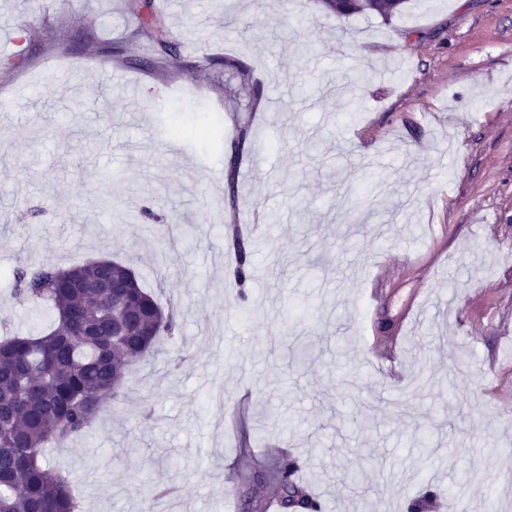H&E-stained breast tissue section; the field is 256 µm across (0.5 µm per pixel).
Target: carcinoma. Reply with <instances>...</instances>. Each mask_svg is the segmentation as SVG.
Listing matches in <instances>:
<instances>
[{
  "instance_id": "carcinoma-1",
  "label": "carcinoma",
  "mask_w": 512,
  "mask_h": 512,
  "mask_svg": "<svg viewBox=\"0 0 512 512\" xmlns=\"http://www.w3.org/2000/svg\"><path fill=\"white\" fill-rule=\"evenodd\" d=\"M408 0H321L337 16L371 13L385 19L400 12ZM137 36L168 50L165 35L152 14L141 17ZM237 267L235 281L244 287L250 277L243 235L231 233ZM97 259L69 267L85 277L124 278L126 265ZM152 336L112 335V321L122 318L128 302L103 288H78L57 274V268L23 266L15 271L13 295L40 303L54 315L42 336L0 339V512H77L78 502L68 479L42 463L44 448L63 446L89 432L105 405L119 400L123 378L132 366L154 352L158 337L179 331L141 283H135ZM275 484L283 512L319 505L292 480L294 463L276 464Z\"/></svg>"
}]
</instances>
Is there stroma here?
Here are the masks:
<instances>
[{
	"instance_id": "1",
	"label": "stroma",
	"mask_w": 512,
	"mask_h": 512,
	"mask_svg": "<svg viewBox=\"0 0 512 512\" xmlns=\"http://www.w3.org/2000/svg\"><path fill=\"white\" fill-rule=\"evenodd\" d=\"M151 2L165 63L133 36L136 0H0V26L28 32L0 29V334L52 321L13 299L17 267L97 257L181 324L110 415L46 449L81 512H255L253 486L278 493L249 463L282 453L323 512L428 492L423 512H512V0H408L388 19ZM205 124L223 143L191 137ZM230 224L251 227L241 292Z\"/></svg>"
}]
</instances>
